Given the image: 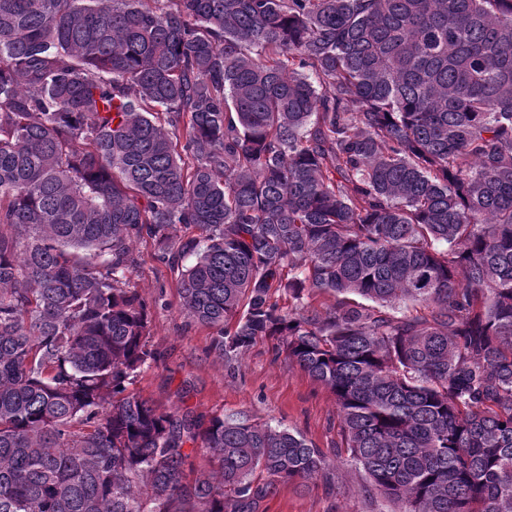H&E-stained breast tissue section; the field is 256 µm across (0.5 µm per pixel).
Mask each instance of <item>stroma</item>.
Wrapping results in <instances>:
<instances>
[{
  "label": "stroma",
  "mask_w": 512,
  "mask_h": 512,
  "mask_svg": "<svg viewBox=\"0 0 512 512\" xmlns=\"http://www.w3.org/2000/svg\"><path fill=\"white\" fill-rule=\"evenodd\" d=\"M132 251L138 265L130 285L150 306V343L161 355L134 380L132 392L166 408L242 413L299 432L324 453L322 476L304 485L277 484L258 512H392V503L367 494L366 472L340 445L334 394L276 354L269 340L226 362L212 346L215 330L182 311L177 280L156 245L138 241Z\"/></svg>",
  "instance_id": "obj_1"
}]
</instances>
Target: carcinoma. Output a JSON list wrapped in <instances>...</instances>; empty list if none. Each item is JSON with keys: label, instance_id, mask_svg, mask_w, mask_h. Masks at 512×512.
<instances>
[{"label": "carcinoma", "instance_id": "carcinoma-1", "mask_svg": "<svg viewBox=\"0 0 512 512\" xmlns=\"http://www.w3.org/2000/svg\"><path fill=\"white\" fill-rule=\"evenodd\" d=\"M146 238L226 361L272 340L333 392L396 512H512V0H0V512H256L324 470L128 391Z\"/></svg>", "mask_w": 512, "mask_h": 512}]
</instances>
